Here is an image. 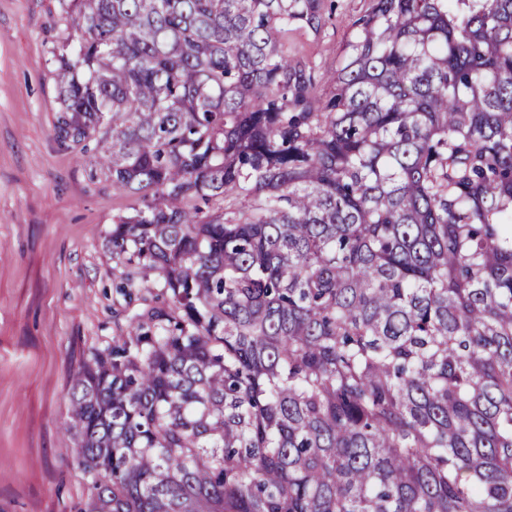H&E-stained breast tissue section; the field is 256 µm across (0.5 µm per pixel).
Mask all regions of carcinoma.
<instances>
[{"mask_svg":"<svg viewBox=\"0 0 512 512\" xmlns=\"http://www.w3.org/2000/svg\"><path fill=\"white\" fill-rule=\"evenodd\" d=\"M59 143L141 293L75 376L85 512H512V0H59ZM371 3V0H325L320 31L296 30L291 39L293 55L316 59L326 77L331 76L356 33V21L368 13Z\"/></svg>","mask_w":512,"mask_h":512,"instance_id":"1","label":"carcinoma"}]
</instances>
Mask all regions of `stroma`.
<instances>
[{"label": "stroma", "mask_w": 512, "mask_h": 512, "mask_svg": "<svg viewBox=\"0 0 512 512\" xmlns=\"http://www.w3.org/2000/svg\"><path fill=\"white\" fill-rule=\"evenodd\" d=\"M371 0H325L295 57L339 66ZM58 0H0V512H78L89 493L64 428L76 373L135 310L106 237L133 200L53 134Z\"/></svg>", "instance_id": "35a3bbf8"}]
</instances>
